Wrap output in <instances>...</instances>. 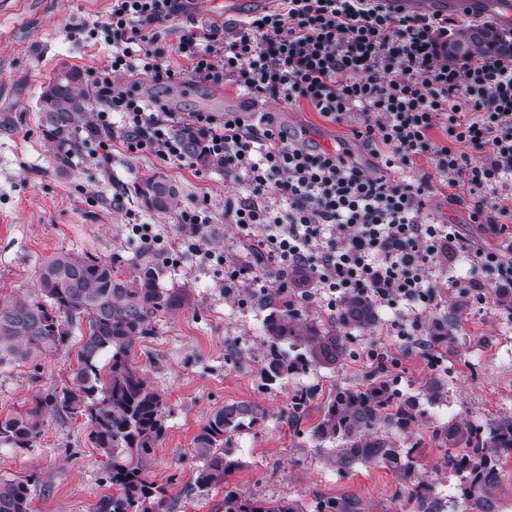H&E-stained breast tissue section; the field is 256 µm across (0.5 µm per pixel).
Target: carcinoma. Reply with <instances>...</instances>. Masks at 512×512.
Segmentation results:
<instances>
[{
  "label": "carcinoma",
  "mask_w": 512,
  "mask_h": 512,
  "mask_svg": "<svg viewBox=\"0 0 512 512\" xmlns=\"http://www.w3.org/2000/svg\"><path fill=\"white\" fill-rule=\"evenodd\" d=\"M89 100L82 75L70 68L58 72L38 96L44 147L61 173L98 139ZM181 139L198 163L218 167L202 154L199 132L184 129ZM132 188L147 211L168 213L179 205L176 186L158 173L141 176ZM160 271L157 263L147 260L135 276L123 279L110 260L59 252L40 264L35 289L0 302V369L55 354L70 344L73 329L80 330L77 367L70 382L59 391L38 393L26 407L0 417V446L33 447L50 417L85 418L90 444L107 458V482L113 488L100 500L98 512H152L166 503V491L144 473L147 456L163 435L166 400L131 358L134 343L151 334L153 319L182 304L177 291L160 287ZM268 307L260 367L268 386L313 367L335 368L351 354L354 333L379 323L376 307L362 295L345 298L327 322L302 318L285 292ZM456 321L455 307L429 321L427 340L436 351L448 347ZM446 403L448 382L439 374L430 375L417 394L405 397L379 374L361 387H337L309 436L320 448L330 445L328 461L338 473L385 468L406 495L410 512H442L435 483L418 468V443L399 440L397 434L427 419L424 405ZM261 418L260 409L247 402L228 404L212 414L194 438L198 465L183 489L184 497H202L224 482L238 466L232 458L233 437ZM432 441L440 448L434 470L455 479L453 512L493 504L491 496L503 478L500 457L512 452V416L480 423L457 415L433 430ZM34 481L32 476L0 479V512H30ZM224 512H304V508L295 501L259 500L229 491L224 495ZM314 512H362V508L357 499L320 497Z\"/></svg>",
  "instance_id": "obj_1"
}]
</instances>
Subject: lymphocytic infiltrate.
<instances>
[{"mask_svg":"<svg viewBox=\"0 0 512 512\" xmlns=\"http://www.w3.org/2000/svg\"><path fill=\"white\" fill-rule=\"evenodd\" d=\"M282 2L224 36L188 31L174 47L153 26L177 15L180 0H110L98 27L73 26L72 34L111 48L90 72L104 143L183 161L182 129L201 132L203 152L245 189L225 211L248 252L225 265L226 294L261 291L271 279L288 289L303 276L309 288L301 302L333 311L347 296L365 295L396 310L389 333L405 341L420 335L450 290L487 301L484 276L493 271L498 287L512 288L505 258L512 238L489 251L431 218L436 187L417 167L427 158L434 171L452 173L449 199L473 223L497 235L512 226V45L459 59L448 53L453 22L439 15L401 14L383 0ZM174 54L182 70L173 68ZM181 73L198 83L231 81L248 105L219 120L112 90L124 74L166 84ZM270 99L356 122L354 138L372 168L353 161L348 143L326 150L288 131L264 111ZM439 127L445 136L437 140ZM462 259L470 270L464 281L448 273Z\"/></svg>","mask_w":512,"mask_h":512,"instance_id":"f902f5d3","label":"lymphocytic infiltrate"}]
</instances>
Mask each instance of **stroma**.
<instances>
[{"label": "stroma", "mask_w": 512, "mask_h": 512, "mask_svg": "<svg viewBox=\"0 0 512 512\" xmlns=\"http://www.w3.org/2000/svg\"><path fill=\"white\" fill-rule=\"evenodd\" d=\"M109 0H0V301L33 290L42 261L66 251L112 260L120 277L136 275L142 261L162 265L159 283L183 296L182 306L158 315L152 333L134 345L133 360L150 384L164 394V435L147 465L149 481L167 491V512H221L226 491L260 499H287L311 507L318 496L355 497L363 512H405L396 495L397 482L384 468H358L338 474L327 460L328 450L315 447L308 430L321 415L326 399L339 386H361L371 375H387L401 394H412L431 371L418 344L388 335L380 313L377 327L357 334L352 353L333 369L296 376L283 386H268L260 376L267 313L261 297L240 302L225 296L218 282L225 263L246 256L240 234L224 217L225 199L238 194L231 177L217 169L197 175L188 163L161 160L147 151L130 152L122 143L110 150L94 148L59 173L46 152L35 102L58 69L68 66L89 75L104 62V43L71 37L69 26L94 27L105 17ZM225 14L224 0H214L208 14L192 5L160 28L166 43H178L189 30L236 23ZM137 88L145 102L161 100L177 112H210L215 116L239 111L247 99L232 83L198 85L183 78L173 84L147 79H115L114 90ZM265 111L279 122L325 149L349 142L356 161L370 165L372 157L353 139V125L322 118L308 104L283 107L268 100ZM157 172L178 189L179 209L155 214L131 201L115 204L120 186ZM208 201L215 234L206 246L212 257L201 260L182 240V210ZM435 220L455 224L479 247L496 250L501 239L483 225L472 223L466 209L435 195L430 207ZM133 224L159 225L165 241L143 246L129 230ZM450 303L464 302L459 324L448 342L438 370L448 382L446 404L430 408L429 417L408 435L421 443L426 475L439 491L451 494L447 476L435 474L439 450L431 434L457 415L488 422L512 415V317L499 307L481 305L473 294L454 293ZM382 343L384 367L362 356L370 341ZM77 344L36 362L0 370V417L23 407L32 396L61 389L76 364ZM314 391L299 420L292 405L303 389ZM245 401L264 417L232 440L239 466L208 495L185 499L180 489L198 463L194 437L210 415L224 405ZM106 459L87 439L84 418L49 419L31 448L0 447V478L35 477L31 512H97L108 494Z\"/></svg>", "instance_id": "stroma-1"}]
</instances>
